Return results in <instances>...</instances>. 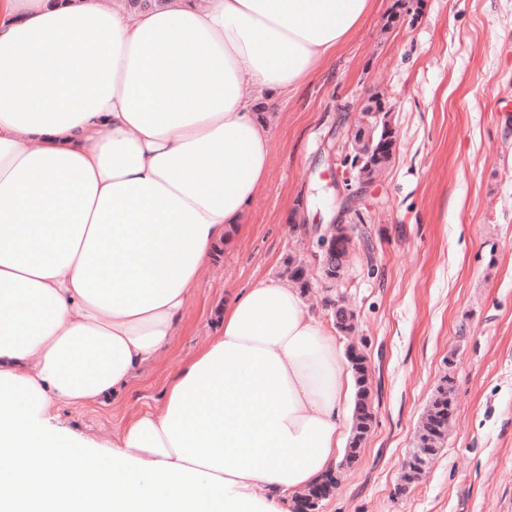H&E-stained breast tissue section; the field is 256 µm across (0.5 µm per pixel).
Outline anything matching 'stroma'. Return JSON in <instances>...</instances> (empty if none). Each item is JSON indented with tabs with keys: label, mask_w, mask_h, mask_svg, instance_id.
Here are the masks:
<instances>
[{
	"label": "stroma",
	"mask_w": 512,
	"mask_h": 512,
	"mask_svg": "<svg viewBox=\"0 0 512 512\" xmlns=\"http://www.w3.org/2000/svg\"><path fill=\"white\" fill-rule=\"evenodd\" d=\"M397 150L362 190L372 258L355 248L339 293L357 316L377 424L319 512H512V0H376L363 26L272 118L248 222L194 284L171 344L109 405L56 410L53 428L110 443L160 408L211 340L225 300L303 260L309 310L332 322L316 225L345 195L327 144L371 100ZM455 411L435 463L394 494L428 400Z\"/></svg>",
	"instance_id": "1"
}]
</instances>
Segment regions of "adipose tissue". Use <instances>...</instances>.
<instances>
[{
    "mask_svg": "<svg viewBox=\"0 0 512 512\" xmlns=\"http://www.w3.org/2000/svg\"><path fill=\"white\" fill-rule=\"evenodd\" d=\"M374 2L0 0V512H288L335 470L353 380L280 279L111 446L49 420L171 343L264 182L273 105Z\"/></svg>",
    "mask_w": 512,
    "mask_h": 512,
    "instance_id": "obj_1",
    "label": "adipose tissue"
}]
</instances>
